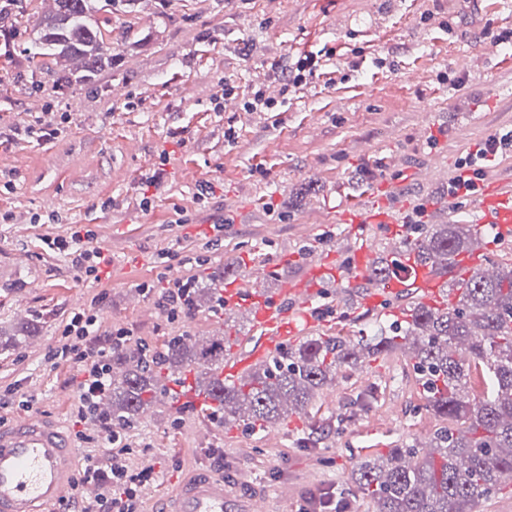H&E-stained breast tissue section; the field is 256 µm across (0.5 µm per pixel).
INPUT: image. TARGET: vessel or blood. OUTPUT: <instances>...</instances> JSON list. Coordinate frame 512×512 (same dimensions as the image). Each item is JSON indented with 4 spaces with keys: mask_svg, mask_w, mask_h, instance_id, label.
Masks as SVG:
<instances>
[{
    "mask_svg": "<svg viewBox=\"0 0 512 512\" xmlns=\"http://www.w3.org/2000/svg\"><path fill=\"white\" fill-rule=\"evenodd\" d=\"M387 184H379L367 198H352L343 204L341 220L354 227L399 224L403 206L386 198ZM467 221L478 234L497 233L498 245L512 249V177L505 180L477 179L471 201L465 209ZM411 277L390 280L385 287L367 290L362 302L373 306L414 293L423 300L440 298L443 280L429 265L409 254L406 261ZM483 252L461 256L454 267L458 280H468L487 270ZM332 256L313 263L300 280L284 284L276 296L261 290L242 289L240 283L226 286L229 304L243 308L260 343L249 354L231 348L215 371L222 380L238 379L252 364L279 351L297 325L309 322L313 301L321 282L339 280ZM77 450L57 424L36 415L18 417L11 427L0 428V512H47L48 507L68 501L72 493L70 469ZM223 473L201 470L180 480L169 498L166 512H270L267 495L229 491Z\"/></svg>",
    "mask_w": 512,
    "mask_h": 512,
    "instance_id": "vessel-or-blood-1",
    "label": "vessel or blood"
}]
</instances>
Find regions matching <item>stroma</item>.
<instances>
[{
	"mask_svg": "<svg viewBox=\"0 0 512 512\" xmlns=\"http://www.w3.org/2000/svg\"><path fill=\"white\" fill-rule=\"evenodd\" d=\"M51 7L23 0L0 17L16 33L0 58V334L34 330L0 351V386L27 398L0 423L25 413L61 422L81 463L112 445L97 417L77 419L76 367L45 359L77 305H95L98 336L121 328L158 352L187 333L253 338L244 310L212 301L171 321L157 294L190 275L223 278L237 260L275 263L262 283L270 294L305 277L310 254H335L345 268L374 236L340 223L350 196L385 179L411 200L447 204V185L417 183L416 170L434 158L459 167L512 129V55L493 44L512 29L503 0H140L104 24L120 61L87 85L65 84L52 59L29 55ZM311 54L336 71L335 85L311 79L274 112L215 111L219 83L261 82L271 64ZM47 112L66 116L57 137L25 136ZM220 219L223 234L192 230ZM74 228L92 230L105 256L98 280L42 243ZM143 283L148 315L129 302ZM418 301L404 295L389 313L364 307L347 281L327 283L309 333L356 340ZM421 402L397 354L340 372L305 412L275 424L273 440L167 400L121 437L128 467L154 473L142 512H158L196 468L270 493L272 512H298L310 497L347 494L360 459L427 441L440 420Z\"/></svg>",
	"mask_w": 512,
	"mask_h": 512,
	"instance_id": "35a3bbf8",
	"label": "stroma"
}]
</instances>
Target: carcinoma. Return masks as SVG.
<instances>
[{"label": "carcinoma", "mask_w": 512, "mask_h": 512, "mask_svg": "<svg viewBox=\"0 0 512 512\" xmlns=\"http://www.w3.org/2000/svg\"><path fill=\"white\" fill-rule=\"evenodd\" d=\"M35 47L62 66L77 64L75 80L88 83L117 63L107 53L101 16L119 7L132 12L139 0H53ZM468 224H424L403 242L441 276L455 258L474 250ZM460 294L441 306L417 303L409 319L353 341L346 336H311L287 345L237 381L215 377L224 362V337L207 343L172 338L161 353L147 346H122L108 359V409L103 415L120 432L141 422L145 410L166 396L164 379L194 372L223 415L224 426L275 424L306 410L339 372L369 358L407 357L422 386L419 408L441 425L424 447L408 444L386 455L366 457L353 471L355 495L376 512H476L512 481V266L493 278L473 275L452 284ZM489 375L492 386L475 394L472 374Z\"/></svg>", "instance_id": "carcinoma-1"}]
</instances>
